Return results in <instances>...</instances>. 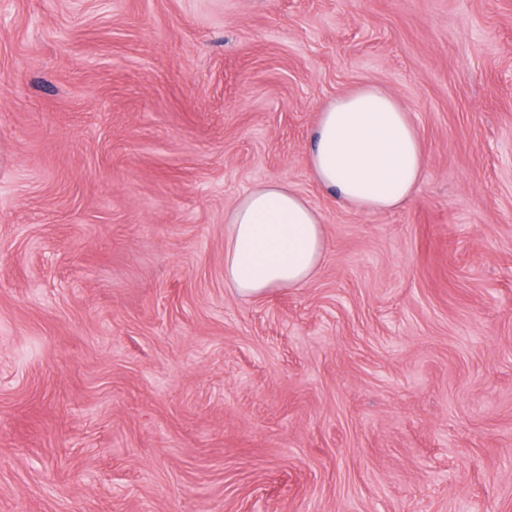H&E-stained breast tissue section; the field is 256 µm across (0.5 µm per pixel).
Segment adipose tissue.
<instances>
[{
	"mask_svg": "<svg viewBox=\"0 0 512 512\" xmlns=\"http://www.w3.org/2000/svg\"><path fill=\"white\" fill-rule=\"evenodd\" d=\"M306 162L324 191L370 213L407 202L427 165L409 112L373 84L337 97L320 112ZM325 250L319 212L290 184L266 181L227 215L224 281L244 299L301 288L316 274Z\"/></svg>",
	"mask_w": 512,
	"mask_h": 512,
	"instance_id": "adipose-tissue-1",
	"label": "adipose tissue"
}]
</instances>
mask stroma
Returning <instances> with one entry per match:
<instances>
[{"label": "stroma", "instance_id": "35a3bbf8", "mask_svg": "<svg viewBox=\"0 0 512 512\" xmlns=\"http://www.w3.org/2000/svg\"><path fill=\"white\" fill-rule=\"evenodd\" d=\"M372 83L384 213L306 155ZM278 179L315 278L224 282ZM512 512V0H0V512ZM306 162L324 191L370 213L407 202L427 165L409 112L373 84L337 97L320 112ZM225 228L224 281L244 299L304 287L326 250L319 212L280 180L250 189L229 211Z\"/></svg>", "mask_w": 512, "mask_h": 512}]
</instances>
